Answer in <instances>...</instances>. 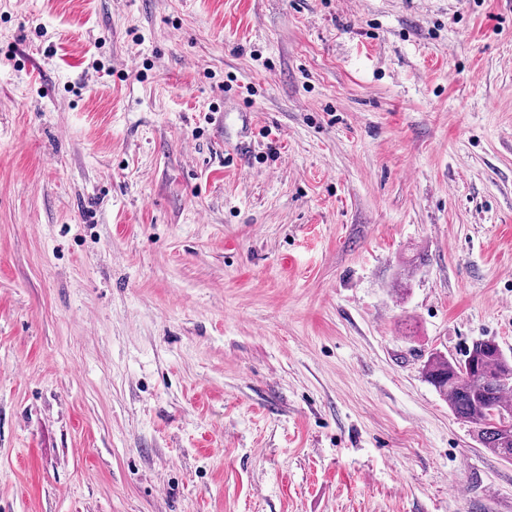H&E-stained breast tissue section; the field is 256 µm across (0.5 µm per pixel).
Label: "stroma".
I'll list each match as a JSON object with an SVG mask.
<instances>
[{
  "label": "stroma",
  "instance_id": "1",
  "mask_svg": "<svg viewBox=\"0 0 512 512\" xmlns=\"http://www.w3.org/2000/svg\"><path fill=\"white\" fill-rule=\"evenodd\" d=\"M477 340L512 0H0V512H512ZM424 376L458 420L475 426L483 448L508 461L503 454L505 449L512 453V403L506 395L512 392V384L491 389L486 378H512V359L494 341L481 340L458 359L433 354L424 367ZM502 419L510 423L504 424Z\"/></svg>",
  "mask_w": 512,
  "mask_h": 512
}]
</instances>
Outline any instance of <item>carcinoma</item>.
Listing matches in <instances>:
<instances>
[{
  "label": "carcinoma",
  "instance_id": "carcinoma-1",
  "mask_svg": "<svg viewBox=\"0 0 512 512\" xmlns=\"http://www.w3.org/2000/svg\"><path fill=\"white\" fill-rule=\"evenodd\" d=\"M424 376L449 405L454 416L476 428L479 443L498 457L512 452L511 385L489 388L486 378L512 377V359L491 340L476 341L460 358L432 355Z\"/></svg>",
  "mask_w": 512,
  "mask_h": 512
}]
</instances>
